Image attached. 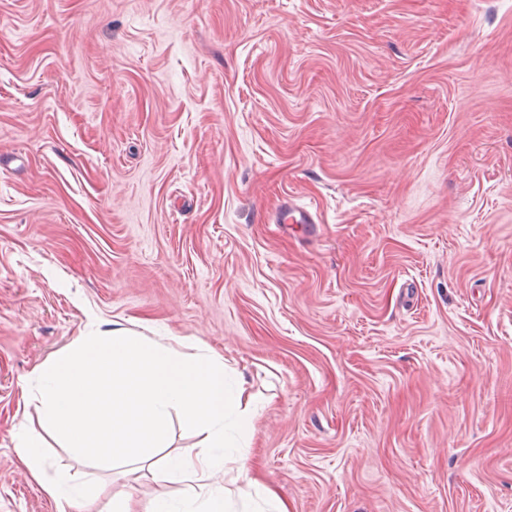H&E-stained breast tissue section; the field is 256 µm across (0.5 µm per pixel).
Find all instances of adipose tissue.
Returning <instances> with one entry per match:
<instances>
[{"instance_id": "adipose-tissue-1", "label": "adipose tissue", "mask_w": 512, "mask_h": 512, "mask_svg": "<svg viewBox=\"0 0 512 512\" xmlns=\"http://www.w3.org/2000/svg\"><path fill=\"white\" fill-rule=\"evenodd\" d=\"M34 376L42 429L24 430L16 446L32 479H40L44 469L47 438L110 466L166 447L175 413L187 429L204 435L208 452L165 458L161 479L201 487L213 470H223V486L208 492L207 512H226L231 498L248 499L258 483L234 437L250 426L245 414L254 396L243 382L228 381L223 358L187 361L170 346L116 329L108 336L81 337L39 365ZM234 412L238 420L226 427Z\"/></svg>"}]
</instances>
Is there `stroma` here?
<instances>
[{"instance_id":"stroma-1","label":"stroma","mask_w":512,"mask_h":512,"mask_svg":"<svg viewBox=\"0 0 512 512\" xmlns=\"http://www.w3.org/2000/svg\"><path fill=\"white\" fill-rule=\"evenodd\" d=\"M117 327L258 396L231 512H512V0H0V512H55L34 369ZM45 436L37 431L25 429L16 446L20 463L27 469L32 479L39 482L45 466Z\"/></svg>"}]
</instances>
